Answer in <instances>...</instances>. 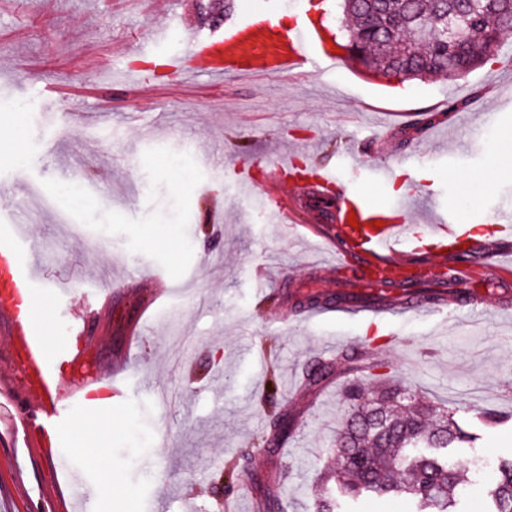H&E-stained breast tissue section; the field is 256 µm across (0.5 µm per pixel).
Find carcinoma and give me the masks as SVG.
I'll use <instances>...</instances> for the list:
<instances>
[{"instance_id":"1","label":"carcinoma","mask_w":512,"mask_h":512,"mask_svg":"<svg viewBox=\"0 0 512 512\" xmlns=\"http://www.w3.org/2000/svg\"><path fill=\"white\" fill-rule=\"evenodd\" d=\"M343 45L383 78L400 82L438 74L448 79L497 59L499 36L512 30V0H342ZM466 13L464 37L454 47L440 43L448 10ZM347 410L336 447V489L318 501L316 512H344L343 504L364 496H407L416 512H459L460 476L451 455L475 447L479 434L462 426L402 382L345 390ZM486 428L512 424V412L488 409L476 415ZM296 419L277 412L262 444L278 448L292 437ZM492 512H512V457L497 465L489 489ZM258 512H292V501L272 496Z\"/></svg>"}]
</instances>
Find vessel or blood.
<instances>
[{
    "label": "vessel or blood",
    "mask_w": 512,
    "mask_h": 512,
    "mask_svg": "<svg viewBox=\"0 0 512 512\" xmlns=\"http://www.w3.org/2000/svg\"><path fill=\"white\" fill-rule=\"evenodd\" d=\"M192 48L209 74L235 73L241 76L263 71L269 75L312 68L334 67L337 55L325 32L312 26L304 13H297L293 26L282 28L275 15L252 13L240 23L225 28L216 40L193 39ZM356 225L340 227L343 249L336 252V269L348 268L349 253L365 256L359 284L364 288L380 287L386 273L398 268L399 258L410 238L401 213L382 216L381 228H374L371 212L355 209ZM440 242L457 245L465 236L444 215H437L428 227ZM19 225L0 232V322L7 325L13 364L33 403L21 421L28 432L49 424L58 428L67 422V399L90 401L103 392L112 396L123 393L118 380L103 384L97 374L83 370L81 351L64 349L49 353L36 315L31 308L33 294L42 283L40 265L21 243ZM66 368L69 381H62L58 368Z\"/></svg>",
    "instance_id": "1"
}]
</instances>
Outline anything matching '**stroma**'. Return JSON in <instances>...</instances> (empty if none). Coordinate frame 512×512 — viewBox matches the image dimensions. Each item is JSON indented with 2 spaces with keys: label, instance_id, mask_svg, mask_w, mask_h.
Here are the masks:
<instances>
[{
  "label": "stroma",
  "instance_id": "1",
  "mask_svg": "<svg viewBox=\"0 0 512 512\" xmlns=\"http://www.w3.org/2000/svg\"><path fill=\"white\" fill-rule=\"evenodd\" d=\"M205 39L197 0H5L0 5V221L24 209L42 257L34 304L50 349H80L91 370H133L123 396L85 419L69 408L56 442L29 446L22 424H0V512H55L65 458L91 487L75 512H224L215 470L256 444L272 405L297 429L283 452L254 456L229 486L236 512L267 494L315 512L354 375L346 353L382 361L391 379L467 420L512 410V270H483L512 252V236L472 239L468 287L482 316L422 312L365 319L310 317L306 297L336 294L329 268L334 223L306 207L314 178L279 165L312 138L307 163L335 170L338 201L402 211L408 225L434 212L493 225L512 212V31L497 62L454 80H371L336 69L251 78L208 76L188 42L153 41L162 25ZM170 53L187 70L153 67ZM67 95L57 127L41 121L42 90ZM469 100L447 121L415 129L419 112ZM157 136L147 140L145 127ZM24 159H17L16 145ZM392 167L418 186L397 194ZM288 210L273 223L271 201ZM67 281L68 296L56 281ZM89 339L70 326L98 293ZM331 374L307 389L302 369ZM109 432L102 453L86 447Z\"/></svg>",
  "mask_w": 512,
  "mask_h": 512
}]
</instances>
